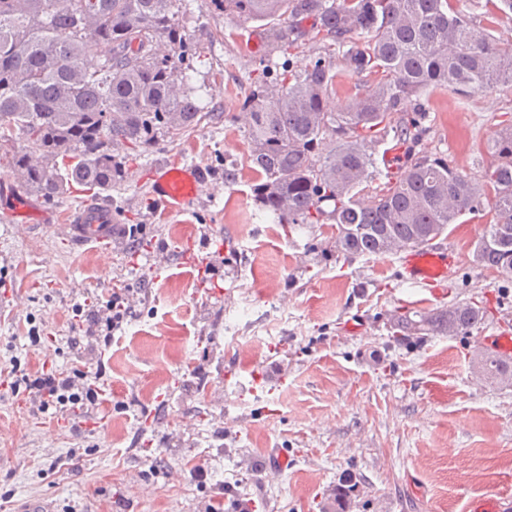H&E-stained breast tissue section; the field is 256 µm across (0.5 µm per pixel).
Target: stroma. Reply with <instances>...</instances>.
Instances as JSON below:
<instances>
[{
    "label": "stroma",
    "instance_id": "obj_1",
    "mask_svg": "<svg viewBox=\"0 0 512 512\" xmlns=\"http://www.w3.org/2000/svg\"><path fill=\"white\" fill-rule=\"evenodd\" d=\"M184 25L197 48L188 84L216 120L131 161L112 191L32 196L54 227L0 221V369L46 367L102 390L76 416L40 412L24 386L0 385V512L34 499L56 512H207L241 498L258 512H465L484 495L512 512V386L481 379L476 362L485 337L512 335V278L473 257L493 211L440 236L458 258L438 295L402 280L399 254L348 259L330 225L276 223L252 200L242 125L222 118L241 110L263 28L239 31L211 0ZM420 103V152L475 177L495 163L512 89L429 90ZM169 162L207 176L181 215L149 193L148 173ZM92 200L139 229L106 257L65 227ZM161 252L174 256L162 270ZM118 284L130 306L106 343L89 328ZM466 300L486 309L469 333L393 335L392 315ZM350 320L361 333L346 331ZM233 334L260 352L228 347ZM273 448L288 466L258 480Z\"/></svg>",
    "mask_w": 512,
    "mask_h": 512
}]
</instances>
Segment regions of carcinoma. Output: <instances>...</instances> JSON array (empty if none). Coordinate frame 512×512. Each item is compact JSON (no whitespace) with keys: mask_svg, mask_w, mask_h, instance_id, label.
Returning <instances> with one entry per match:
<instances>
[{"mask_svg":"<svg viewBox=\"0 0 512 512\" xmlns=\"http://www.w3.org/2000/svg\"><path fill=\"white\" fill-rule=\"evenodd\" d=\"M241 24L263 22L270 49L244 81L252 197L280 224H334L350 258L425 246L466 212L491 203L496 221L475 261L512 278V129L494 140L496 164L474 178L441 156L420 155V112L395 120L424 92L459 95L512 86V53L451 0H211ZM188 0H0V144L17 187L53 200L72 184L109 191L127 178L118 149L140 156L214 113L178 86L179 63L196 54L180 23ZM319 46L304 63L298 43ZM95 53L87 55L88 45ZM377 76L341 112L325 102L337 72ZM405 147L398 175L382 171L374 146ZM480 307L456 302L393 318L396 333L455 335L481 324ZM484 375L512 373L479 354Z\"/></svg>","mask_w":512,"mask_h":512,"instance_id":"cac0c4a2","label":"carcinoma"}]
</instances>
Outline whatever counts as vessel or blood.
I'll list each match as a JSON object with an SVG mask.
<instances>
[{"mask_svg": "<svg viewBox=\"0 0 512 512\" xmlns=\"http://www.w3.org/2000/svg\"><path fill=\"white\" fill-rule=\"evenodd\" d=\"M206 183L204 170L195 164H173L153 170L151 194L166 212H180L197 198ZM71 238L80 245L111 251L120 235L109 205L84 204L68 225ZM403 280L421 288L439 289L448 280L449 259L440 249L425 246L407 249L401 260Z\"/></svg>", "mask_w": 512, "mask_h": 512, "instance_id": "1", "label": "vessel or blood"}]
</instances>
